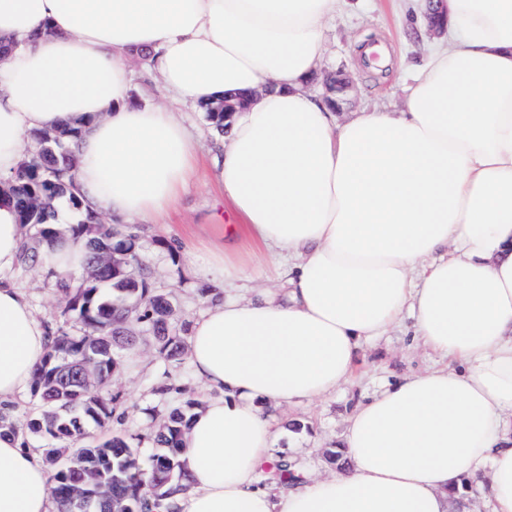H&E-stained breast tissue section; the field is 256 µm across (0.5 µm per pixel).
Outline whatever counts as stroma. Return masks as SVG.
<instances>
[{"label":"stroma","mask_w":512,"mask_h":512,"mask_svg":"<svg viewBox=\"0 0 512 512\" xmlns=\"http://www.w3.org/2000/svg\"><path fill=\"white\" fill-rule=\"evenodd\" d=\"M325 36L321 74L341 68L354 79L352 100L339 114L343 120L365 109L402 105L406 97L404 78L422 64L431 46L423 27H410L393 0H346L327 21ZM359 40L367 46L385 45L392 54V66L359 60L354 52ZM226 221L212 167L206 163L186 188L178 210L164 224L140 225L141 256L155 272V289L173 302L175 322H194L209 305L223 301L222 285L214 283L205 270L214 253L224 247ZM158 238L174 242L177 256L155 246ZM14 280L26 291L38 318L53 326L62 324V299L53 279L36 270L20 269ZM445 364V359L418 345L411 314L403 312L386 334L363 345L352 381L319 401L265 408V419L281 431L273 455L288 457L306 474L335 473L326 453L337 449L349 415L359 402L379 395L398 380ZM170 382L175 384V391L158 393V386ZM100 391L119 396V418L102 428L88 425L90 437L100 441L115 435L138 438V452L145 459L155 453L151 435L170 410L186 399L205 401L212 396L195 378L189 356H182L170 367L146 349L125 355Z\"/></svg>","instance_id":"35a3bbf8"}]
</instances>
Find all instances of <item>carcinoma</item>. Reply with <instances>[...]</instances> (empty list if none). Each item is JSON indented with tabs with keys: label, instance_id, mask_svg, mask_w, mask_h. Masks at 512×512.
Listing matches in <instances>:
<instances>
[{
	"label": "carcinoma",
	"instance_id": "1",
	"mask_svg": "<svg viewBox=\"0 0 512 512\" xmlns=\"http://www.w3.org/2000/svg\"><path fill=\"white\" fill-rule=\"evenodd\" d=\"M77 136L78 131L69 127L33 133L36 150L16 173L9 196L20 223L33 229L38 240L53 242L64 236L86 240L83 273L55 276L57 291L65 300L62 315L65 321L79 324L80 333L71 334L61 326L50 329V349L31 379V393L42 410L22 421L1 412L0 435L28 431L57 442L42 449V458L53 471L52 493L59 512H75L70 486L88 472L109 487L107 497L90 501L89 512H181L167 499L186 489L180 460L182 437L199 402L189 399L169 413L153 436L160 451L146 461L125 436L87 439L86 425L105 426L119 396L104 397L82 388L74 373L76 366L94 359L103 381H108L121 363L122 352L138 347L137 337L129 332L131 324L145 326L155 354L175 363L184 352L190 323L172 326V304L152 288L153 270L141 261L136 232L103 223L93 212L83 211L67 162L68 141ZM61 201L80 214L79 221L65 231L53 224L55 205ZM267 473L281 484L296 479L294 465L286 457L278 458Z\"/></svg>",
	"mask_w": 512,
	"mask_h": 512
}]
</instances>
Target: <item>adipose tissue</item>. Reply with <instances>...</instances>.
<instances>
[{"mask_svg": "<svg viewBox=\"0 0 512 512\" xmlns=\"http://www.w3.org/2000/svg\"><path fill=\"white\" fill-rule=\"evenodd\" d=\"M343 0H0V186L33 131L78 127L85 209L157 224L200 163L178 106L248 90L213 158L224 236L287 263L284 292L226 297L193 323L190 361L217 394L183 437L185 512H451L488 477L512 512V0H448V31L403 108L339 121L309 86ZM166 101L129 100L132 57ZM26 228L0 201V405L49 349L13 280ZM81 273L83 244L40 250ZM449 360L352 411L347 471L258 486L275 435L260 406L325 398L404 310ZM0 512H57L41 452L0 437Z\"/></svg>", "mask_w": 512, "mask_h": 512, "instance_id": "obj_1", "label": "adipose tissue"}]
</instances>
